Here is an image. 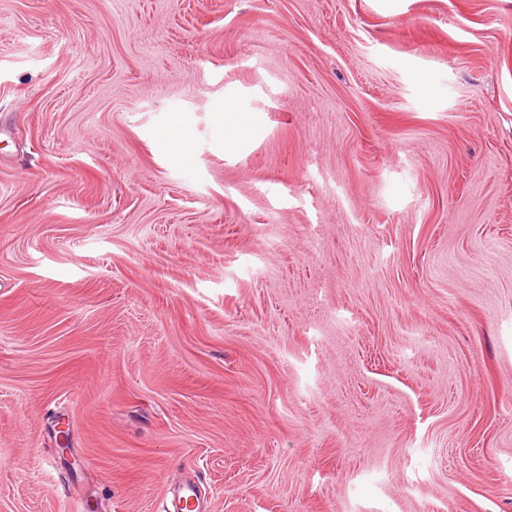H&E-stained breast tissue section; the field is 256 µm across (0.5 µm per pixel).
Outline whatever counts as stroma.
<instances>
[{
	"instance_id": "stroma-1",
	"label": "stroma",
	"mask_w": 512,
	"mask_h": 512,
	"mask_svg": "<svg viewBox=\"0 0 512 512\" xmlns=\"http://www.w3.org/2000/svg\"><path fill=\"white\" fill-rule=\"evenodd\" d=\"M188 477L512 512V0H0V512Z\"/></svg>"
}]
</instances>
